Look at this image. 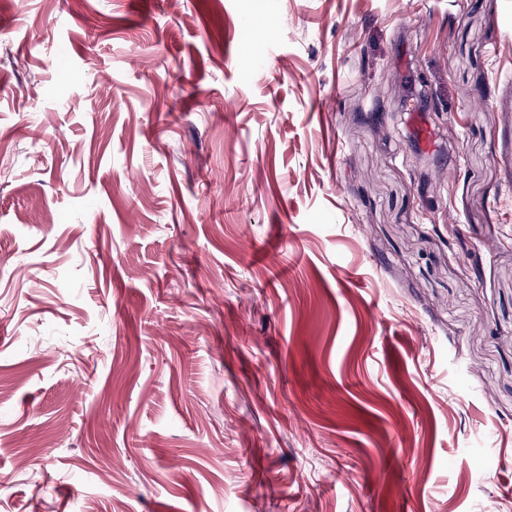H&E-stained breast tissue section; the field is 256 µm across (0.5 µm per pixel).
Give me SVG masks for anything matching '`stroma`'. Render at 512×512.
I'll return each instance as SVG.
<instances>
[{
	"mask_svg": "<svg viewBox=\"0 0 512 512\" xmlns=\"http://www.w3.org/2000/svg\"><path fill=\"white\" fill-rule=\"evenodd\" d=\"M0 165V512H512V0H0Z\"/></svg>",
	"mask_w": 512,
	"mask_h": 512,
	"instance_id": "stroma-1",
	"label": "stroma"
}]
</instances>
